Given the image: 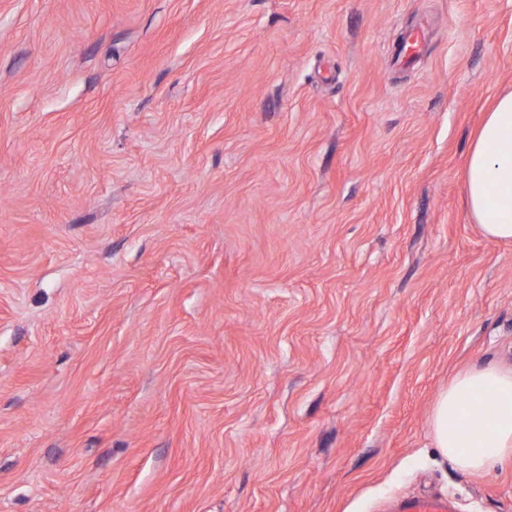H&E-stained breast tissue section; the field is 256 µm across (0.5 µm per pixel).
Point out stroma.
<instances>
[{
    "label": "stroma",
    "instance_id": "obj_1",
    "mask_svg": "<svg viewBox=\"0 0 512 512\" xmlns=\"http://www.w3.org/2000/svg\"><path fill=\"white\" fill-rule=\"evenodd\" d=\"M509 91L512 0H0V512H512L429 426L512 367ZM463 181L470 214L482 233L512 242V92L488 112L471 145ZM394 512H456V507L448 497L428 494L399 498Z\"/></svg>",
    "mask_w": 512,
    "mask_h": 512
}]
</instances>
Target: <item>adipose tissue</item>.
I'll return each mask as SVG.
<instances>
[{
    "instance_id": "1",
    "label": "adipose tissue",
    "mask_w": 512,
    "mask_h": 512,
    "mask_svg": "<svg viewBox=\"0 0 512 512\" xmlns=\"http://www.w3.org/2000/svg\"><path fill=\"white\" fill-rule=\"evenodd\" d=\"M463 181L482 233L512 242V92L479 129ZM431 435L435 448L467 473L512 456V369L489 363L455 377L433 407Z\"/></svg>"
}]
</instances>
